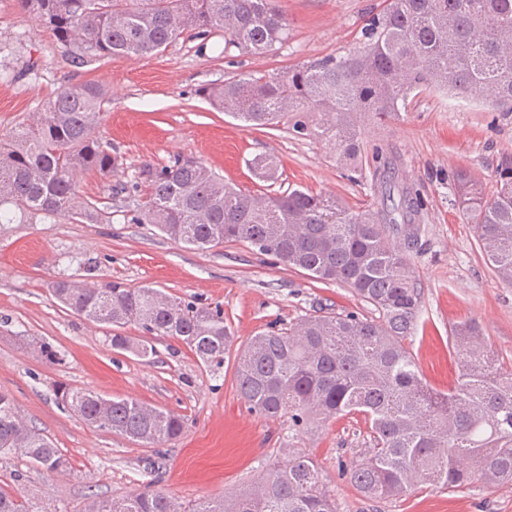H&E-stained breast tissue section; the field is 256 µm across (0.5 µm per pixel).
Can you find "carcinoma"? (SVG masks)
Returning <instances> with one entry per match:
<instances>
[{"instance_id": "obj_1", "label": "carcinoma", "mask_w": 512, "mask_h": 512, "mask_svg": "<svg viewBox=\"0 0 512 512\" xmlns=\"http://www.w3.org/2000/svg\"><path fill=\"white\" fill-rule=\"evenodd\" d=\"M36 18L78 67L102 58H149L187 34L224 38V55H264L288 41L278 0H15ZM512 0H384L346 55L288 70L233 76L198 89L212 108L244 123L287 124L291 135L331 144L339 161L362 169L364 117L374 124L399 118L422 91L469 97L485 92L512 112ZM413 69L402 74L405 58ZM107 90L95 81L62 87L39 117L0 135V224H36L56 217L77 224H108L111 212L80 196L76 175L112 181L118 159L99 137ZM258 178L275 182L279 162L269 153L245 160ZM147 193L134 224H153L168 239L196 250L245 242L262 255L335 282L371 307L309 314L258 333L237 350L235 379L249 408L275 418L288 413L299 432L313 418L359 415L367 452L345 471L366 498L392 501L414 483L450 491L479 477L487 485L512 483V364L485 345L478 326L462 321L450 340L460 359L457 385L437 392L423 380L406 346L416 330L421 293L410 252L391 233L398 225L370 207L351 208L334 195L299 189L252 194L224 182L201 161L177 155L145 165L133 189ZM485 195L461 171L455 203L474 225L479 248L499 280L512 286V167L498 172ZM53 295L65 308L108 329L113 349L140 358L153 345L124 334L135 326L149 336L187 345L204 363H222L234 336L224 310L170 296L157 288L109 281L88 287L58 280ZM62 402L88 425L154 448L175 441L185 418L136 399L107 398L71 388ZM19 452L37 467L61 473L69 460L21 417L0 392V453ZM0 512H34L19 494L0 491ZM86 512H338L309 456L277 459L261 486L187 508L143 490L120 499L92 500Z\"/></svg>"}]
</instances>
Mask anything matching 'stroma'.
Returning <instances> with one entry per match:
<instances>
[{
    "mask_svg": "<svg viewBox=\"0 0 512 512\" xmlns=\"http://www.w3.org/2000/svg\"><path fill=\"white\" fill-rule=\"evenodd\" d=\"M382 2L279 0L288 40L261 57L230 60L223 55V38L185 37L150 58H105L77 70L34 17L19 13L14 0H0V134L35 116L64 85L92 80L109 96L100 134L119 160L115 180H131L144 164L191 155L225 182L259 194L267 185L245 161L271 153L280 164V191L309 189L376 209L398 202L404 191L420 198L415 221L422 247L411 261L421 312L407 346L423 379L447 390L457 376L448 343L455 323L476 321L484 343L512 362V286L491 271L472 225L451 203L457 170L474 172L490 192L497 169L512 167V115L502 116L481 95L469 102L418 95L399 120L363 128L366 154H379L391 169L386 183L374 184L351 174L330 146L296 139L282 124L244 125L196 94L201 85L243 71L271 73L346 54ZM78 182L82 197L110 206L111 223L51 217L0 228V392L12 396L25 421L49 437L72 468L55 474L33 468L20 454H0V487L20 491L37 510L49 502L57 512H85L91 500L144 488L188 506L252 488L275 458L298 450L319 463L340 512H512V484L489 486L477 479L455 491L417 486L390 502L363 498L342 474L365 449L361 417L318 419L295 435L287 417L248 409L237 391L234 357L206 365L169 337L153 338L155 353L144 359L112 350L104 328L58 304L53 282L96 286L118 280L220 306L241 346L322 307L358 314L367 307L347 288L313 280L244 243L206 251L174 243L154 225L131 223L142 192L115 196L85 173ZM89 258L96 270H87ZM43 344L53 358L40 352ZM65 385L163 408L184 416L187 427L177 441L144 447L91 428L64 408L59 390Z\"/></svg>",
    "mask_w": 512,
    "mask_h": 512,
    "instance_id": "35a3bbf8",
    "label": "stroma"
}]
</instances>
